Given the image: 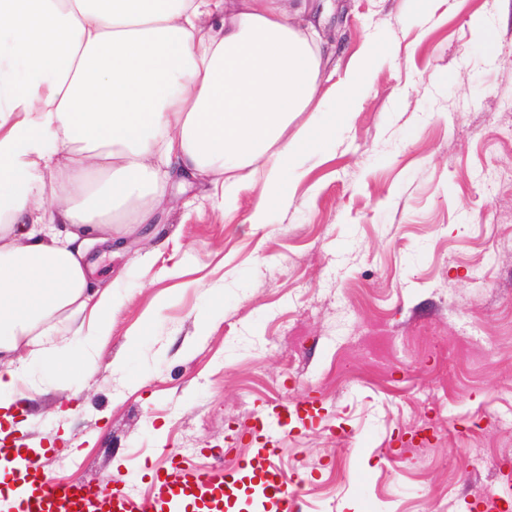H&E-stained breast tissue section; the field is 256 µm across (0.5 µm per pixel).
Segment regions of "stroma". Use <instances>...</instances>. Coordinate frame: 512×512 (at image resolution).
I'll use <instances>...</instances> for the list:
<instances>
[{"label":"stroma","instance_id":"obj_1","mask_svg":"<svg viewBox=\"0 0 512 512\" xmlns=\"http://www.w3.org/2000/svg\"><path fill=\"white\" fill-rule=\"evenodd\" d=\"M325 75L385 47L325 155L249 218L267 171L231 195L170 189L155 233L105 251L109 333L80 390L23 384L10 417L52 477L106 486L171 449L231 467L257 410L289 419L276 463L304 512H479L512 504V0H331ZM495 41L478 46L474 21Z\"/></svg>","mask_w":512,"mask_h":512}]
</instances>
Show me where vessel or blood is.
Here are the masks:
<instances>
[{"instance_id":"obj_1","label":"vessel or blood","mask_w":512,"mask_h":512,"mask_svg":"<svg viewBox=\"0 0 512 512\" xmlns=\"http://www.w3.org/2000/svg\"><path fill=\"white\" fill-rule=\"evenodd\" d=\"M262 439L251 458L232 470L196 469L176 453L168 465L151 469L156 490L147 502L127 489L128 477L112 474V492L101 495L96 484H69L54 480L38 457L12 441L0 442V505L7 512H237L240 498H247L251 512H296L300 485L288 481L268 464L276 452L278 434L287 426L282 413L257 417Z\"/></svg>"}]
</instances>
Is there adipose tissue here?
<instances>
[{"mask_svg": "<svg viewBox=\"0 0 512 512\" xmlns=\"http://www.w3.org/2000/svg\"><path fill=\"white\" fill-rule=\"evenodd\" d=\"M319 0H0V407L17 384L79 380L108 335L111 288L89 292L85 245L122 243V208L156 222L174 179L215 175L235 191L242 170L267 168L268 201L284 203L281 169L301 172L335 137L357 102L382 45L373 39L325 94L315 28ZM211 19L210 32L201 22ZM310 119L296 137L290 124ZM64 161H57L58 152ZM58 204L33 212L47 169ZM88 313L68 356L27 355L45 320Z\"/></svg>", "mask_w": 512, "mask_h": 512, "instance_id": "adipose-tissue-1", "label": "adipose tissue"}]
</instances>
